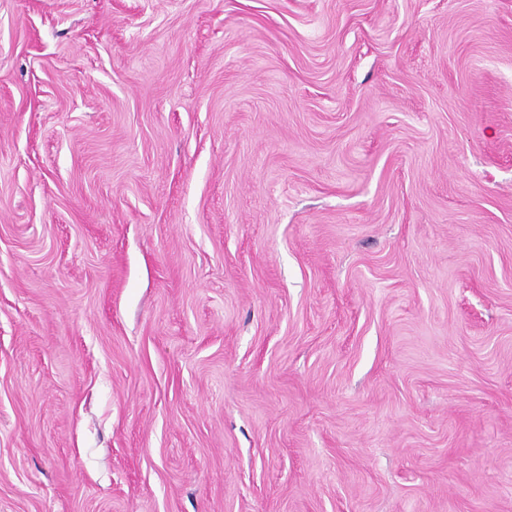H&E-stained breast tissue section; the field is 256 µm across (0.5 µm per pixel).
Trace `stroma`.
Instances as JSON below:
<instances>
[{"label": "stroma", "mask_w": 512, "mask_h": 512, "mask_svg": "<svg viewBox=\"0 0 512 512\" xmlns=\"http://www.w3.org/2000/svg\"><path fill=\"white\" fill-rule=\"evenodd\" d=\"M0 512H512V0H0Z\"/></svg>", "instance_id": "obj_1"}]
</instances>
